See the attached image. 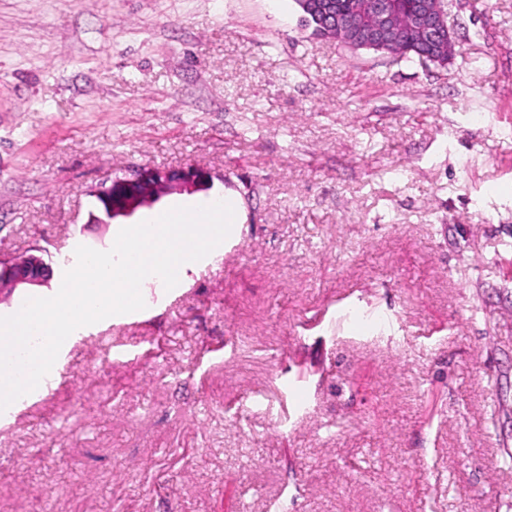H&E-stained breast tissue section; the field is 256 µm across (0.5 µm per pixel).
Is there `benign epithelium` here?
<instances>
[{
  "label": "benign epithelium",
  "instance_id": "7a95c632",
  "mask_svg": "<svg viewBox=\"0 0 512 512\" xmlns=\"http://www.w3.org/2000/svg\"><path fill=\"white\" fill-rule=\"evenodd\" d=\"M407 12L411 27L426 47L422 56L429 55V47L439 51L455 49L456 34L448 24L446 0H418L411 10L404 0H361L353 13L341 19L340 30L355 44L385 45L393 39L398 20ZM210 181L209 174L192 165L177 171L139 169L129 177L113 180L110 186L95 192V196L110 204L112 218H128L174 190L189 192ZM50 274L51 268L40 256L30 254L17 259L0 252V279L12 289L42 285Z\"/></svg>",
  "mask_w": 512,
  "mask_h": 512
}]
</instances>
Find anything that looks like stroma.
I'll return each instance as SVG.
<instances>
[{"label":"stroma","mask_w":512,"mask_h":512,"mask_svg":"<svg viewBox=\"0 0 512 512\" xmlns=\"http://www.w3.org/2000/svg\"><path fill=\"white\" fill-rule=\"evenodd\" d=\"M448 16L440 67L294 0H0V251L52 268L0 316L112 248L115 177L210 172L138 223L243 210L0 412V512H512V0Z\"/></svg>","instance_id":"obj_1"}]
</instances>
